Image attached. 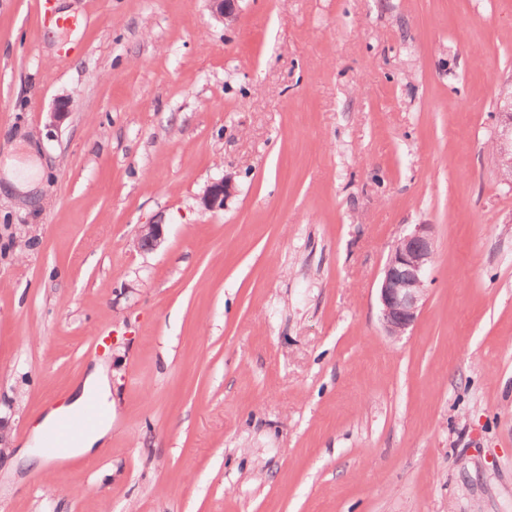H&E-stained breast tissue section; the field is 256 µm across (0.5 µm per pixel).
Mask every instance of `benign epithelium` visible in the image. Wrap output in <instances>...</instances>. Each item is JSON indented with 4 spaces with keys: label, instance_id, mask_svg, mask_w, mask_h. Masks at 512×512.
I'll return each instance as SVG.
<instances>
[{
    "label": "benign epithelium",
    "instance_id": "1",
    "mask_svg": "<svg viewBox=\"0 0 512 512\" xmlns=\"http://www.w3.org/2000/svg\"><path fill=\"white\" fill-rule=\"evenodd\" d=\"M214 19L234 20L237 0H208ZM234 191L233 178L226 175L207 186L201 203L210 211L224 209V200ZM163 236L162 225L145 224L137 246L152 250ZM435 260L429 225L417 224L393 244L381 272L378 288V319L386 335L399 338L417 321L426 301L428 273Z\"/></svg>",
    "mask_w": 512,
    "mask_h": 512
}]
</instances>
